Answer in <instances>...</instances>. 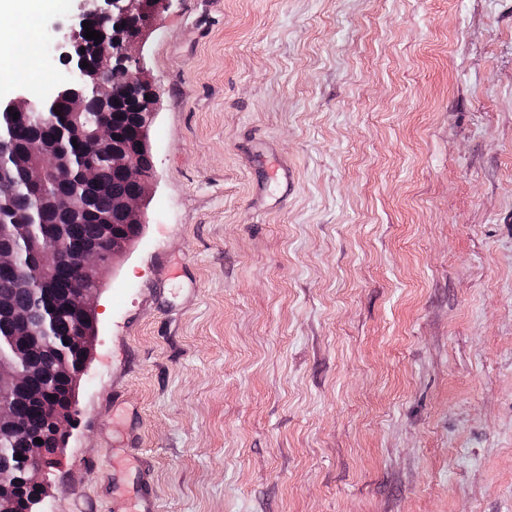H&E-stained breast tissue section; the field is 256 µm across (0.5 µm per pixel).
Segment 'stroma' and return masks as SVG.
I'll return each instance as SVG.
<instances>
[{"label":"stroma","instance_id":"stroma-1","mask_svg":"<svg viewBox=\"0 0 512 512\" xmlns=\"http://www.w3.org/2000/svg\"><path fill=\"white\" fill-rule=\"evenodd\" d=\"M139 57L156 179L42 512H512V0H173Z\"/></svg>","mask_w":512,"mask_h":512}]
</instances>
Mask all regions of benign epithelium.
Returning <instances> with one entry per match:
<instances>
[{
  "label": "benign epithelium",
  "instance_id": "benign-epithelium-1",
  "mask_svg": "<svg viewBox=\"0 0 512 512\" xmlns=\"http://www.w3.org/2000/svg\"><path fill=\"white\" fill-rule=\"evenodd\" d=\"M76 13L66 25L54 23L47 32V60L57 59L64 66V78L45 96L62 107L60 114L43 111L40 102L21 96L0 99V115L13 117L17 123H38L41 126L68 125L82 132L90 123L84 112L83 101L92 95L98 110L95 137L83 153L84 164L73 171L66 149L53 138L34 139L24 155L31 174V188L36 189L51 175L58 181H68L74 176L87 183L96 184L100 168L107 163L124 172L138 185L134 195L112 198V209L121 214L125 224L142 229L144 214L141 202L155 179L154 170H142L137 150L120 136H115L114 121L130 126L128 133L145 149H150L145 136L156 117L159 93L155 85L142 76L139 57L135 52L143 33L153 28L162 11L172 0H75ZM91 22L92 30L100 33L95 42L97 51L94 63L83 68L86 55L81 49L90 41L84 36L82 23ZM111 72L125 75L124 86L116 91L107 80ZM96 223L110 228L99 242L77 253V274L74 287L59 299L54 310L72 315L71 331L67 336L70 349L80 356L81 364L72 368L66 359L54 358L51 370L66 382V394L50 392L34 384L35 368L29 357L34 352L56 349L46 322H35L25 309L11 312L16 329L12 337L15 357L9 360L0 356V429L23 435L27 433L26 418L18 411L16 392L25 391L34 404L41 420L39 432L29 438L27 456L14 467L0 468V512H32L33 506L42 502L45 495L44 481L53 465L54 455L64 436L65 424L76 412L75 391L86 374L88 361L96 336L98 319L94 297L99 288L101 274L122 253L130 235L112 228L108 214H96ZM26 216L17 214L11 224H0V242L25 232ZM61 253L55 249H40L38 282L44 290L53 292L56 270ZM11 267L18 280H28L29 272L18 265L15 254L0 246V267ZM41 439L43 444L35 443Z\"/></svg>",
  "mask_w": 512,
  "mask_h": 512
}]
</instances>
